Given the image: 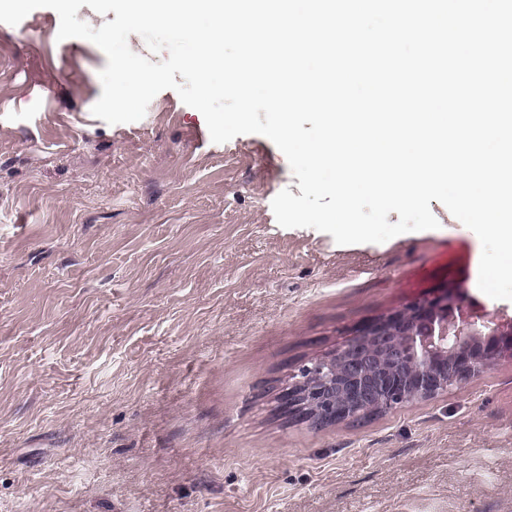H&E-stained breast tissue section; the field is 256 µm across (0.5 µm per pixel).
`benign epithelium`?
<instances>
[{
	"label": "benign epithelium",
	"instance_id": "1",
	"mask_svg": "<svg viewBox=\"0 0 512 512\" xmlns=\"http://www.w3.org/2000/svg\"><path fill=\"white\" fill-rule=\"evenodd\" d=\"M512 353V323L481 333L455 312L445 291L355 332L333 356L277 397L289 418L318 428L410 400H425Z\"/></svg>",
	"mask_w": 512,
	"mask_h": 512
}]
</instances>
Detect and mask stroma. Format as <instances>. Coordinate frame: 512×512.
<instances>
[{"label":"stroma","instance_id":"1","mask_svg":"<svg viewBox=\"0 0 512 512\" xmlns=\"http://www.w3.org/2000/svg\"><path fill=\"white\" fill-rule=\"evenodd\" d=\"M38 8L0 23V512H512V358L315 429L277 395L361 324L477 285L478 236L336 244L267 137L213 143L176 91L91 113L103 51Z\"/></svg>","mask_w":512,"mask_h":512}]
</instances>
